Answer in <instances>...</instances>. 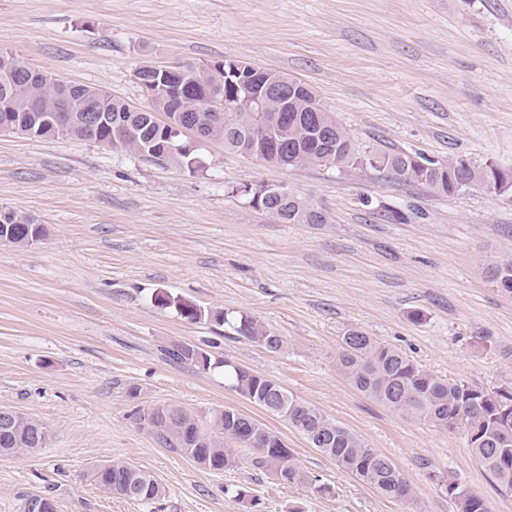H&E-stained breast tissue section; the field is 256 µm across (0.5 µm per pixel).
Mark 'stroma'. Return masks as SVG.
I'll return each instance as SVG.
<instances>
[{
  "mask_svg": "<svg viewBox=\"0 0 512 512\" xmlns=\"http://www.w3.org/2000/svg\"><path fill=\"white\" fill-rule=\"evenodd\" d=\"M1 47L139 107L140 65L236 58L309 84L362 147L512 169V0H0ZM182 141L197 170L76 138L0 136V207L46 228L36 245L0 244V408L50 433L47 447L0 458V512H20L32 494L53 495L57 512H456L451 481L490 512H512L463 430L393 412L337 366L343 336L360 330L439 377L512 382V295L485 275L512 260V200ZM259 183L287 184L327 223L282 224L252 208L236 190ZM179 300L205 318L185 319ZM216 311L254 317L281 350L226 337ZM175 342L205 349L215 369L169 362ZM225 359L388 456L412 498L383 496L231 390ZM155 405L235 408L331 491L280 483L247 450L223 473L205 470L137 423L136 410ZM109 461L148 471L163 496L104 491L89 472Z\"/></svg>",
  "mask_w": 512,
  "mask_h": 512,
  "instance_id": "obj_1",
  "label": "stroma"
}]
</instances>
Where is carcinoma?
Listing matches in <instances>:
<instances>
[{
    "mask_svg": "<svg viewBox=\"0 0 512 512\" xmlns=\"http://www.w3.org/2000/svg\"><path fill=\"white\" fill-rule=\"evenodd\" d=\"M226 63V59L210 61L183 76L142 70V89L147 92L150 104L140 108L113 97L102 87L82 84L73 85L71 95L66 98L62 80L30 68L22 69L14 54L1 49L0 116L11 113L18 136L50 137L46 117L65 110L80 112L85 102L92 101L104 112L105 122L88 134L75 126L68 132L69 136L111 142L120 133L123 139L117 149L194 170L199 162L190 146L182 144L177 127L159 122L157 113L176 112L183 108L185 99L200 101L215 94L222 98L233 95L237 89L224 76ZM188 116L204 122L207 138L223 142L226 150L255 158L265 152V143L247 138L253 124L249 112L200 110ZM320 134L326 137L325 146L333 156V167L346 174L368 168L388 172L402 181L426 185L448 197L463 191L467 182L500 195L512 192V173L494 162L475 164L463 158H451L444 163L423 162L391 148L363 149L333 113L304 94L288 105V125L275 134L287 150L285 164L321 165V156L315 148ZM242 193L251 207L282 223L315 221L314 205L297 194L283 198L270 193L264 183L246 185ZM0 233L8 236L9 243L27 247L33 237L45 236V228L36 226L34 217L10 210L0 224ZM488 278L495 287L512 294V261L492 266ZM163 303L178 306L181 315L190 321L204 316L202 310L179 300L168 297ZM212 318L270 351L282 347V338L251 316L230 318L217 311ZM166 353L179 364L202 370L212 367L210 355L191 343L177 342ZM337 363L358 391L377 402L440 429L453 431L459 425L464 427L472 454L493 473L504 491L512 492V384L487 390L464 380L443 379L419 367L398 348L359 330H351L342 337ZM224 382L254 404L262 392L279 387L278 382L229 360L224 361ZM137 420L165 447L212 472H222L238 463L233 449L226 447V443L232 442L239 448L252 449L251 465L280 482L307 484L316 493L328 491V487L313 482L295 466L290 449L272 432L236 409L214 408L197 415L177 406L155 405L137 411ZM288 423L314 448L382 495L402 498L412 491L390 458L367 447L358 435L316 407L288 397ZM49 439L45 426L16 412L8 434H0V456L12 457L44 448ZM91 477L105 491L131 500L151 502L162 495V488L152 475L129 463L99 464ZM447 489L457 512H488L485 501L468 488L450 481ZM39 507L43 512H56L54 497L29 496L22 503V512H35Z\"/></svg>",
    "mask_w": 512,
    "mask_h": 512,
    "instance_id": "carcinoma-1",
    "label": "carcinoma"
}]
</instances>
